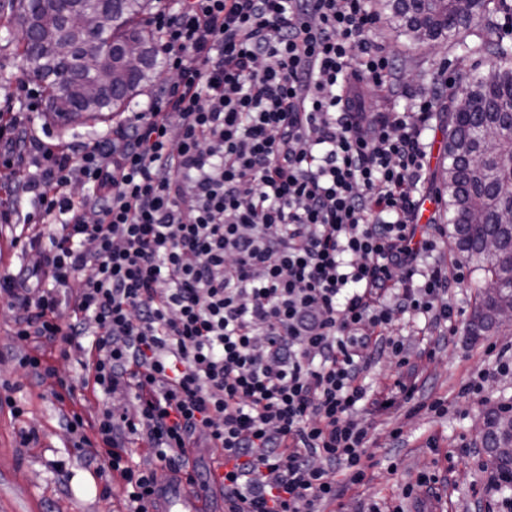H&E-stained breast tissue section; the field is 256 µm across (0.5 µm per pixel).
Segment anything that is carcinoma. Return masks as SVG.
<instances>
[{
	"instance_id": "carcinoma-1",
	"label": "carcinoma",
	"mask_w": 512,
	"mask_h": 512,
	"mask_svg": "<svg viewBox=\"0 0 512 512\" xmlns=\"http://www.w3.org/2000/svg\"><path fill=\"white\" fill-rule=\"evenodd\" d=\"M147 0H0V16L22 32L29 76L48 91L47 111L67 122L96 117L124 106L162 67L154 37L147 30ZM387 18L418 44L454 42L466 54L491 60L488 68L465 74L466 97L478 106L442 100L446 118L444 168L438 195L448 212L453 250L485 273L469 333L497 325L500 299L512 298V43L492 37L496 15L512 14L506 0H384ZM467 18L487 32L466 41L453 25ZM138 40L150 48L140 69L127 68L121 45ZM493 239L497 252L485 250ZM489 444L505 449L512 462V431L492 426Z\"/></svg>"
}]
</instances>
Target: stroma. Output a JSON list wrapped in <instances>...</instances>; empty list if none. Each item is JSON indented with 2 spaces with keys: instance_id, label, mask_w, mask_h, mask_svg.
<instances>
[{
  "instance_id": "stroma-1",
  "label": "stroma",
  "mask_w": 512,
  "mask_h": 512,
  "mask_svg": "<svg viewBox=\"0 0 512 512\" xmlns=\"http://www.w3.org/2000/svg\"><path fill=\"white\" fill-rule=\"evenodd\" d=\"M382 31L406 84L405 95L393 105L407 109L418 95L463 92L459 75L474 66V59L463 58L459 49L445 42L413 46L387 24ZM32 94L39 103L31 114L35 127H47L57 139L103 132L112 125L110 112L88 123L53 119L44 106L45 92L36 91L27 75L21 45L0 39V101ZM461 268V283L449 291L456 312L454 333L437 340L423 333L420 319L399 333L408 362L422 372L418 391L412 403L399 399L388 411L374 415V459L362 485L344 496V512H372L373 504L384 502L410 512L411 503L400 501L399 494L423 473L445 478L440 490L443 512H488L496 497L490 486L492 475L482 461L479 429L503 402L512 403V375L495 371L501 352L512 351V325L482 336L468 335L481 280L470 266ZM12 329L13 312L7 302L0 301V383L13 387L24 409L18 417L9 407H0V512H125L122 482L100 472L98 464H87L80 450L69 443L62 423L63 414L74 403H81L83 413L89 414L104 408L107 398L83 387L77 363L58 357L52 361L56 378L35 383L18 363L22 350L12 338ZM478 377L483 380L482 393H466V386ZM61 378L74 385L76 401L56 398ZM436 400L447 406V414L427 411V404ZM25 428L37 431V443L21 444L20 432ZM395 428L402 431L397 440L389 436Z\"/></svg>"
}]
</instances>
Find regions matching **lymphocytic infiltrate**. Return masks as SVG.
<instances>
[{"label":"lymphocytic infiltrate","instance_id":"obj_1","mask_svg":"<svg viewBox=\"0 0 512 512\" xmlns=\"http://www.w3.org/2000/svg\"><path fill=\"white\" fill-rule=\"evenodd\" d=\"M380 18L378 0H155L173 79L111 134L44 140L0 102V226L36 256L0 274L20 364L53 376L65 341L119 399L66 427L127 512L199 433L224 512L341 506L372 442L359 411L393 404L360 380L373 351H403L399 316L451 322L447 266L421 265L434 100L368 110L404 92Z\"/></svg>","mask_w":512,"mask_h":512}]
</instances>
